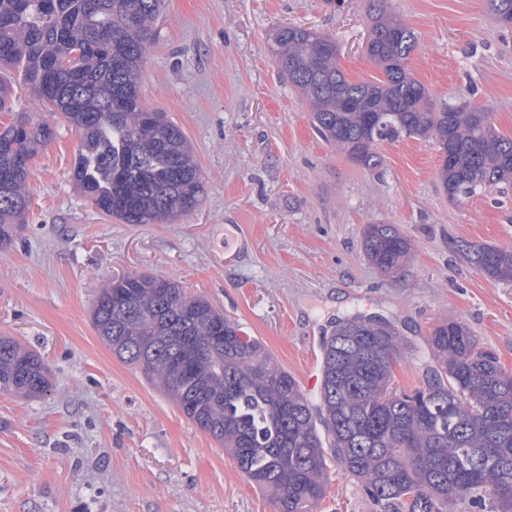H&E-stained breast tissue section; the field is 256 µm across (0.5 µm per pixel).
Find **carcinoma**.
Segmentation results:
<instances>
[{
    "mask_svg": "<svg viewBox=\"0 0 512 512\" xmlns=\"http://www.w3.org/2000/svg\"><path fill=\"white\" fill-rule=\"evenodd\" d=\"M369 0L367 56L382 72L349 80L334 41L310 29L276 30L279 71L311 107L312 125L366 169L382 165L377 147L432 140L446 151L438 176L452 203L512 187V135L491 113L434 101L411 77L415 32ZM500 28L512 0H485ZM166 0H0V65L20 71L31 93L75 127L72 179L95 207L125 224L186 216L205 194L183 130L143 104L139 79ZM68 66H61L67 56ZM55 135L28 112L0 128V244L22 223L29 163ZM485 278L512 281V247L448 237ZM364 255L385 273L407 260L411 244L394 224H368ZM96 335L122 362L142 368L183 414L224 448L248 481L269 494L275 512H315L333 458L382 512H512V370L463 322L441 317L427 338L434 365L423 386L395 384L405 342L386 320L356 314L324 338L319 402L265 346L201 297L163 277L129 275L106 288L92 311ZM201 344L198 370L177 358L185 340ZM50 389L39 355L0 336V392L21 398Z\"/></svg>",
    "mask_w": 512,
    "mask_h": 512,
    "instance_id": "cac0c4a2",
    "label": "carcinoma"
}]
</instances>
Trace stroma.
<instances>
[{
    "instance_id": "stroma-1",
    "label": "stroma",
    "mask_w": 512,
    "mask_h": 512,
    "mask_svg": "<svg viewBox=\"0 0 512 512\" xmlns=\"http://www.w3.org/2000/svg\"><path fill=\"white\" fill-rule=\"evenodd\" d=\"M418 37L408 61L432 96L466 100L512 134V32L485 0H391ZM336 42L349 80L380 78L364 53L366 0H167L143 68L144 104L189 139L202 205L174 224H125L92 207L70 171L78 139L13 77L19 111L50 119L30 166V204L0 245V334L40 354L45 395L0 393V512H273L208 434L91 326L103 288L132 274L181 282L304 380L352 314L389 320L407 343L397 384L422 385L437 318L465 322L512 370V282H492L449 236L512 246V192L449 202L428 141L379 147L368 170L314 131L306 101L270 53L275 29ZM399 225L414 255L395 277L363 251L365 225ZM317 512H379L337 465Z\"/></svg>"
}]
</instances>
